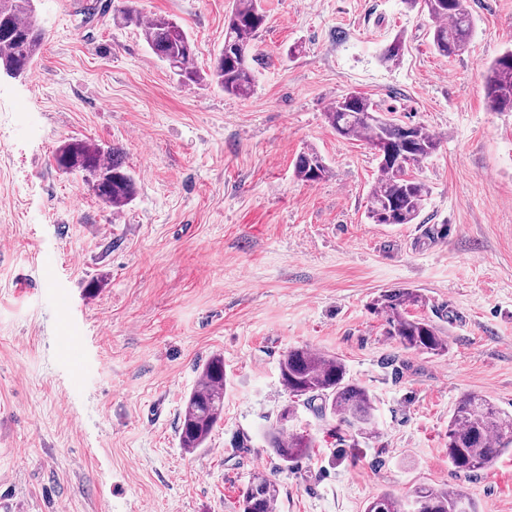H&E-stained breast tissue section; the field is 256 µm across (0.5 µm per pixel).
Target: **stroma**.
<instances>
[{
  "mask_svg": "<svg viewBox=\"0 0 512 512\" xmlns=\"http://www.w3.org/2000/svg\"><path fill=\"white\" fill-rule=\"evenodd\" d=\"M36 0L39 78L0 73V500L13 512H239L255 472L276 512H365L428 484L479 512H512V456L474 475L448 464V418L483 396L512 414V112L485 104L488 68L512 49V0H467L462 54L431 45L404 0H261L255 90L184 86L135 26L177 18L208 72L232 0ZM397 63L382 59L394 38ZM358 91L439 149L413 176L415 223L366 215L378 161L325 114ZM120 146L138 193L121 211L54 160L70 139ZM330 168L298 181L299 152ZM415 288L412 315L448 353L386 334L376 297ZM303 346L341 358L375 398L379 434L349 447L299 406L308 456L283 466L268 429L292 401L279 364ZM222 355L224 415L187 453L178 426L204 364Z\"/></svg>",
  "mask_w": 512,
  "mask_h": 512,
  "instance_id": "35a3bbf8",
  "label": "stroma"
}]
</instances>
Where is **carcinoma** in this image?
Instances as JSON below:
<instances>
[{
  "mask_svg": "<svg viewBox=\"0 0 512 512\" xmlns=\"http://www.w3.org/2000/svg\"><path fill=\"white\" fill-rule=\"evenodd\" d=\"M411 9L427 13L433 22L432 45L442 56L466 51L473 34V22L465 0H405ZM31 0H0V69L22 75L43 43V33L34 19ZM121 21L141 29L151 53L167 63L184 85L209 77L227 94L250 95L256 74L251 65L253 41L266 22L260 0H233L224 19V48L214 58L209 74L194 66L196 51L189 33L175 18L155 15L142 20L135 10L123 12ZM485 100L492 112H512V50L491 63L485 81ZM329 126L347 139L365 137L378 157V175L367 204V217L375 224H413L429 196L425 182L408 170L432 156L439 139L422 125L404 126L376 108L358 93L341 96L325 113ZM64 170H81L94 181L92 188L106 205L122 209L137 195V181L123 161V152L105 150L89 141L64 143L56 151ZM330 169L314 149L300 152L294 163L297 180L306 183L325 179ZM422 302L414 288H393L379 296L372 309L386 316L387 334L406 350L435 356L448 354V341L428 320L409 314L408 308ZM282 385L294 398L316 407L323 419H331L346 431L351 446L377 436L375 400L365 387L347 378L340 358L308 347L288 350L279 364ZM226 376L224 358L212 357L203 367L198 384L189 394L179 428L180 447L194 452L203 447L224 413ZM278 459L288 467L305 457L312 447L303 434L293 433L277 421L267 434ZM512 451V414L499 409L480 395H464L448 421V463L457 473L470 475L494 466ZM279 497L277 483L264 474L254 475L239 500L241 512H272ZM476 512L472 502L459 491L421 485L402 500L385 492L370 501L365 512Z\"/></svg>",
  "mask_w": 512,
  "mask_h": 512,
  "instance_id": "cac0c4a2",
  "label": "carcinoma"
}]
</instances>
